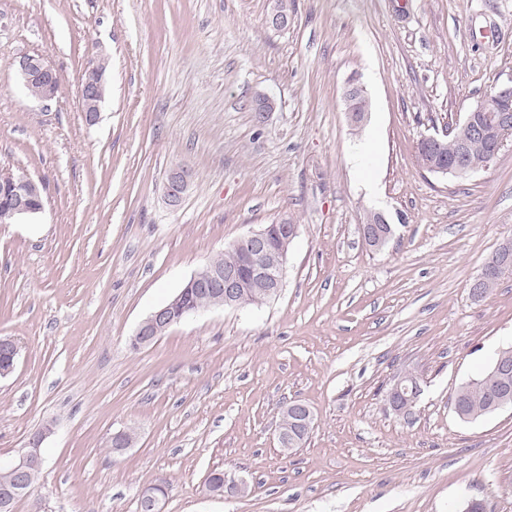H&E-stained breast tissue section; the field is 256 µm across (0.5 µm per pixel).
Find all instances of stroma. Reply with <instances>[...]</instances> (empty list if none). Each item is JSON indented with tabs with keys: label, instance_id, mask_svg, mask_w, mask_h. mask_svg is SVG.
I'll list each match as a JSON object with an SVG mask.
<instances>
[{
	"label": "stroma",
	"instance_id": "obj_1",
	"mask_svg": "<svg viewBox=\"0 0 512 512\" xmlns=\"http://www.w3.org/2000/svg\"><path fill=\"white\" fill-rule=\"evenodd\" d=\"M0 0V170L46 187L43 211L0 224V460L44 425L43 467L14 512H512V408L477 421L457 388L512 347V274L469 287L512 238V144L486 170L419 168L422 135L455 126L512 76V0ZM55 69L27 96L15 58ZM104 64L99 120L79 97ZM366 87L352 129L343 93ZM273 103L264 122L252 104ZM370 145L367 190L352 156ZM185 167L178 204L167 175ZM388 218L383 249L362 240ZM288 217L299 234L278 297L215 308L132 350L139 323L234 240ZM424 392L389 406L402 369ZM314 429L285 451L282 407ZM136 433L114 453L110 437ZM242 479L217 498L209 474ZM190 184V173L182 166H176L170 170L166 181V197L169 203L176 204L180 201ZM368 224H372V227H370ZM377 224H380V225L386 224L388 226V230H383L382 228L377 226ZM388 224H389V222L387 221V219L383 213H380V212L374 213L369 221H367L365 224H361V226H360V232H361L362 239L368 246H370L372 248H377V249L383 248L387 244L388 240L390 239V237L392 235L391 234L392 229L390 226L391 224L390 225H388ZM387 237H389V238L387 239ZM385 239H387V240L385 241ZM384 241H385V243H384ZM402 376H403L402 373H400L398 375L396 384L387 393V400H388L390 406L400 414H404V413L412 411L413 407L418 402V398L420 397V395L422 393V387H420V393H418L417 396H415V397L404 396L400 390L402 387V380H401ZM288 413L291 412L297 418V424L301 426L305 432L311 433L313 430V413L309 406L306 404L299 402L297 400L288 401ZM288 413H286L283 408L280 411V427L288 433L289 431L294 429V423L291 417H288Z\"/></svg>",
	"mask_w": 512,
	"mask_h": 512
}]
</instances>
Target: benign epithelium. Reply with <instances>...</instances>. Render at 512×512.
Here are the masks:
<instances>
[{
  "mask_svg": "<svg viewBox=\"0 0 512 512\" xmlns=\"http://www.w3.org/2000/svg\"><path fill=\"white\" fill-rule=\"evenodd\" d=\"M24 85L38 89L35 98L49 100L58 93V76L40 56H22L16 61ZM104 70L97 66L85 71L81 86L85 121L93 125L99 115V103L104 92ZM367 96L365 88L356 79L348 81L343 95L345 112L350 126L360 127L368 119V110L359 108V101ZM453 137L458 146L457 155L451 159L442 155V145ZM512 136V77L496 85L493 90L478 99L464 114L463 118L451 129L423 136L419 141L421 155L427 157L423 168L441 178H457L470 176L487 169L505 147L507 139ZM481 139L487 143L488 150L480 161L467 157V146L470 140ZM190 184V173L182 166L170 170L166 181V197L169 203L180 201ZM8 203V213L12 223L17 224L33 218L44 208V185L26 175L0 172V202ZM387 223L384 214L377 212L372 215L369 223L360 226L364 242L372 247H380L391 235V230H384L381 225ZM299 225L292 224L288 217L283 216L275 224H264L259 229L244 235L234 242L233 248L238 251L240 263L235 267L224 269L210 268L197 271L188 279V287L205 288L214 296L215 308H237L238 294L242 274L247 272L252 277L264 281L268 285L266 295L275 298L283 287L284 266L288 247L298 236ZM497 270H512V244L504 240L500 243ZM181 295H176L170 302L153 309L139 324L131 339L136 348L151 345L171 326L180 322L190 314V310L176 311ZM512 375V362L508 355H500L496 360L491 378L497 386L491 388L493 397L491 409L498 411L507 404L501 392L504 384ZM402 380L388 391L387 400L390 406L400 414L412 411L418 397H406L401 392ZM288 411L297 418V424L305 432L313 430V413L309 406L297 400L288 401ZM52 431L47 425L40 433L28 441L14 459L0 463V474L5 476L4 491L0 493V512H11L15 498L30 493L38 477V472L30 467L33 457L41 456V443Z\"/></svg>",
  "mask_w": 512,
  "mask_h": 512,
  "instance_id": "benign-epithelium-1",
  "label": "benign epithelium"
}]
</instances>
